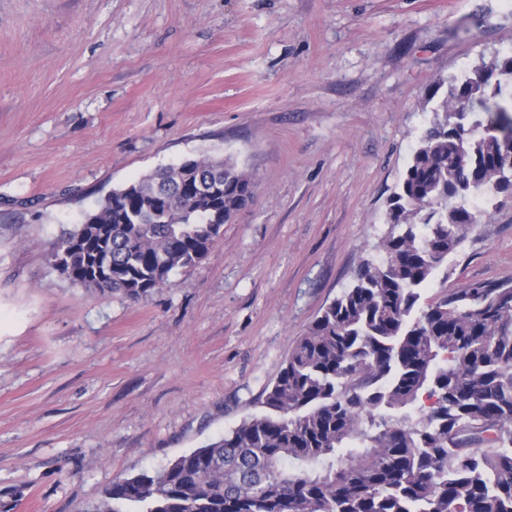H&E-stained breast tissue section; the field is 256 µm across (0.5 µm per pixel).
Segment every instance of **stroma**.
<instances>
[{
  "instance_id": "stroma-1",
  "label": "stroma",
  "mask_w": 512,
  "mask_h": 512,
  "mask_svg": "<svg viewBox=\"0 0 512 512\" xmlns=\"http://www.w3.org/2000/svg\"><path fill=\"white\" fill-rule=\"evenodd\" d=\"M512 53L505 0H0V512H82L260 412L352 281L441 81ZM221 155L252 200L137 300L52 270L112 189ZM512 281V194L422 303Z\"/></svg>"
}]
</instances>
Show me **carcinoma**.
<instances>
[{"instance_id": "obj_1", "label": "carcinoma", "mask_w": 512, "mask_h": 512, "mask_svg": "<svg viewBox=\"0 0 512 512\" xmlns=\"http://www.w3.org/2000/svg\"><path fill=\"white\" fill-rule=\"evenodd\" d=\"M512 56L448 80L390 198L377 257L296 338L263 410L84 512H512V282L418 307L512 193ZM254 182L216 156L109 192L48 253L65 279L141 298L203 260Z\"/></svg>"}]
</instances>
